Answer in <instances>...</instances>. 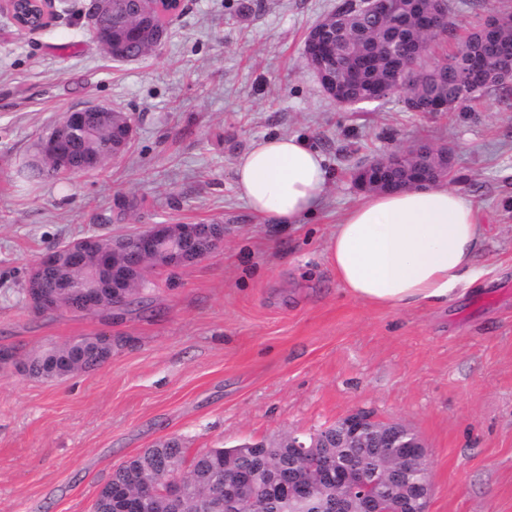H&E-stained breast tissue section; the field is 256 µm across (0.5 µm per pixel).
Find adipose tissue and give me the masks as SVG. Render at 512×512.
<instances>
[{
    "label": "adipose tissue",
    "mask_w": 512,
    "mask_h": 512,
    "mask_svg": "<svg viewBox=\"0 0 512 512\" xmlns=\"http://www.w3.org/2000/svg\"><path fill=\"white\" fill-rule=\"evenodd\" d=\"M254 215L298 224L328 185L323 157L303 140L254 142L234 169ZM482 229L473 203L441 182L364 196L329 236L327 254L348 297L380 308L444 304L475 282Z\"/></svg>",
    "instance_id": "ef3b65f1"
}]
</instances>
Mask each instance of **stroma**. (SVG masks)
Instances as JSON below:
<instances>
[{
	"label": "stroma",
	"instance_id": "obj_1",
	"mask_svg": "<svg viewBox=\"0 0 512 512\" xmlns=\"http://www.w3.org/2000/svg\"><path fill=\"white\" fill-rule=\"evenodd\" d=\"M340 0H185L163 46L116 61L82 0L45 29L0 15V512H92L115 467L159 440L188 455L313 432L364 409L424 440L430 512H512V83L455 112L393 98L340 106L303 58ZM512 0H449L456 39ZM132 114V142L92 174L21 176L62 115ZM294 136L323 156L316 212L254 216L234 179L252 142ZM448 146L452 188L474 204L481 277L441 306L375 308L346 296L326 242L360 197L352 176L418 142ZM153 224H220L208 257L151 275L144 310L38 316L20 294L49 249ZM108 334L98 368L28 375L32 355Z\"/></svg>",
	"mask_w": 512,
	"mask_h": 512
}]
</instances>
